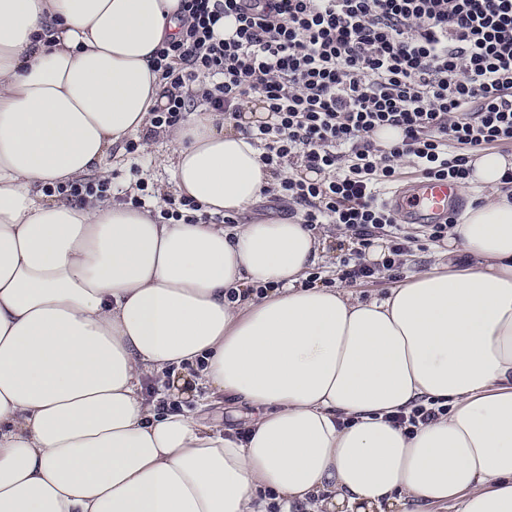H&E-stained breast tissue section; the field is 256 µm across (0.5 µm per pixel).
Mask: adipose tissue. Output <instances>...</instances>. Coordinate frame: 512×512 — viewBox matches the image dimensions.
<instances>
[{
    "label": "adipose tissue",
    "mask_w": 512,
    "mask_h": 512,
    "mask_svg": "<svg viewBox=\"0 0 512 512\" xmlns=\"http://www.w3.org/2000/svg\"><path fill=\"white\" fill-rule=\"evenodd\" d=\"M180 0H0V512H512V160L436 263L362 301L303 286L324 250L288 218L161 224L133 204L50 200L108 174L149 125L153 52ZM171 179L239 215L273 175L260 149L196 110ZM267 287L264 296L255 288ZM200 384L252 407L224 433L141 395ZM437 401L414 433L391 414Z\"/></svg>",
    "instance_id": "1"
}]
</instances>
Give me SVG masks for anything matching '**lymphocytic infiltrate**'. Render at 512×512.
Instances as JSON below:
<instances>
[{"label":"lymphocytic infiltrate","mask_w":512,"mask_h":512,"mask_svg":"<svg viewBox=\"0 0 512 512\" xmlns=\"http://www.w3.org/2000/svg\"><path fill=\"white\" fill-rule=\"evenodd\" d=\"M225 16L234 34L214 32ZM163 100L150 134L197 101L246 127L261 161L282 172L264 195L288 201L307 227L337 224L357 248L340 281L398 270L415 236L378 195L411 158L422 176L468 181L476 155L512 144V0H181L180 30L154 53ZM389 125L402 138L377 144ZM389 237L381 264L363 256Z\"/></svg>","instance_id":"lymphocytic-infiltrate-1"}]
</instances>
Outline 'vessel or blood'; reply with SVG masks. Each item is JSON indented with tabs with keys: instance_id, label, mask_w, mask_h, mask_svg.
Listing matches in <instances>:
<instances>
[{
	"instance_id": "vessel-or-blood-1",
	"label": "vessel or blood",
	"mask_w": 512,
	"mask_h": 512,
	"mask_svg": "<svg viewBox=\"0 0 512 512\" xmlns=\"http://www.w3.org/2000/svg\"><path fill=\"white\" fill-rule=\"evenodd\" d=\"M458 188L448 181L420 179L391 190L386 207L403 224H442L458 204Z\"/></svg>"
}]
</instances>
